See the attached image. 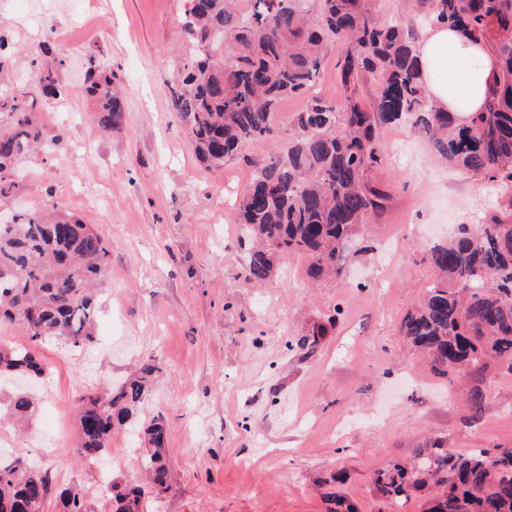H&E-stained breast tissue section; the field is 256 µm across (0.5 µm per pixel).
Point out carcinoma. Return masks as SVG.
Wrapping results in <instances>:
<instances>
[{"instance_id":"carcinoma-1","label":"carcinoma","mask_w":512,"mask_h":512,"mask_svg":"<svg viewBox=\"0 0 512 512\" xmlns=\"http://www.w3.org/2000/svg\"><path fill=\"white\" fill-rule=\"evenodd\" d=\"M179 21L191 54L179 63L170 88L172 107L190 129L198 158L210 165L241 157L253 167L238 209L243 238L253 241L245 281L263 283L282 254L307 262L312 282L337 274L362 225L386 211L390 194L374 179L380 166L379 131L403 120L422 131L438 158L500 189L497 206L481 224H463L455 237L427 251L438 278L403 318L400 331L431 371L471 384L469 419H479L482 384L496 369L512 371V0H411L426 21L446 23L472 42L484 41L501 60L482 110L464 124L431 103L418 63L415 26L384 22L371 0H186ZM345 102L309 95L329 46ZM37 82L46 97H64L58 77L66 59L46 43ZM381 87L372 110L358 101L361 83ZM115 76L90 67L84 92L98 126L120 127L124 106ZM310 96L294 119V138L267 160L246 155L272 132L280 103ZM39 98L0 80V198L16 187L18 161L41 144ZM104 239L65 212H22L0 224V323L19 326L26 347L0 344V374L41 377L36 346L54 338L82 349L95 337L93 287L107 263ZM156 367L142 365L121 386L82 395L76 405V453L98 456L112 431L145 399ZM32 400L14 398L12 416L27 422ZM142 466L148 488L111 484L114 512H144L145 492L168 489L170 449L165 429H143ZM377 496L395 503L424 495V512H512V448L452 453L434 442L412 460L392 461L376 473ZM47 471L0 458V512H41L53 493ZM62 512H89L79 486L59 493Z\"/></svg>"}]
</instances>
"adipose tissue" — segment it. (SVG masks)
<instances>
[{"mask_svg":"<svg viewBox=\"0 0 512 512\" xmlns=\"http://www.w3.org/2000/svg\"><path fill=\"white\" fill-rule=\"evenodd\" d=\"M417 41L422 77L434 104L466 122L482 107L487 86L498 69L496 55L445 24L425 28Z\"/></svg>","mask_w":512,"mask_h":512,"instance_id":"ef3b65f1","label":"adipose tissue"}]
</instances>
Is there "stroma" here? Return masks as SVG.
<instances>
[{"label":"stroma","mask_w":512,"mask_h":512,"mask_svg":"<svg viewBox=\"0 0 512 512\" xmlns=\"http://www.w3.org/2000/svg\"><path fill=\"white\" fill-rule=\"evenodd\" d=\"M185 0H0L11 29L13 76H24L45 40L66 65L63 99L41 110L47 151L17 164L15 192L0 212L54 206L92 225L110 246L98 291L97 339L75 350L61 339L38 345L52 390L39 393L16 452L49 471L57 488L89 489L90 512H112L96 490L101 466L113 481L138 477L128 431L108 451L77 459L75 404L86 392L120 385L144 362L157 367L134 414L161 420L171 450L170 482L146 512H329L318 482L335 474L357 512H397L373 490V474L438 439L451 452L512 448V371L484 385L480 419L470 421L467 385L433 374L412 356L400 324L436 274L429 245L450 226L478 224L497 204L484 178L439 163L410 124L379 133L380 178L392 200L366 224L364 251L317 285L301 256H281L274 276L244 281L247 251L225 210L221 187L249 184L246 163L198 160L171 108L169 82L186 52L178 24ZM111 70L124 93L119 129L103 132L83 92L89 65ZM304 99L284 100L254 159L287 146ZM334 327H327L328 317ZM327 334L312 350L286 342Z\"/></svg>","instance_id":"obj_1"}]
</instances>
